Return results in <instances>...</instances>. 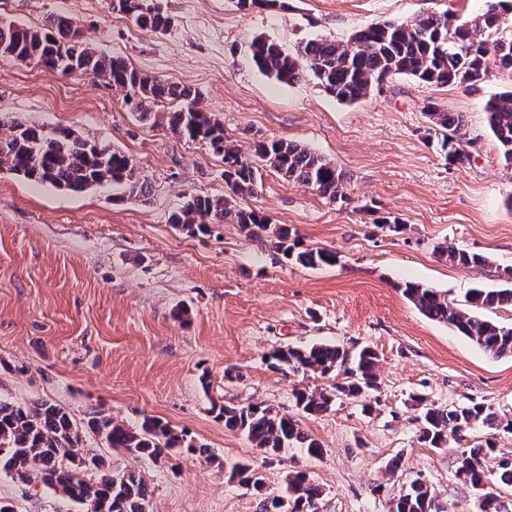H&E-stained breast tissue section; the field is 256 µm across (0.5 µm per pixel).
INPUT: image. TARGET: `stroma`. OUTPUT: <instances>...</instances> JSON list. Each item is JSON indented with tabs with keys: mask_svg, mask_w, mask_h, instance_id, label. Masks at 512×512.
I'll return each instance as SVG.
<instances>
[{
	"mask_svg": "<svg viewBox=\"0 0 512 512\" xmlns=\"http://www.w3.org/2000/svg\"><path fill=\"white\" fill-rule=\"evenodd\" d=\"M157 3L171 18L161 33L112 12L108 0H0V22L36 27L61 13L104 53L196 90L242 156L276 139L326 157L346 175V201L266 169L241 205L303 245L334 250L337 262L301 266L236 224L183 233L169 216L189 197L224 195L222 155L140 122L125 109L123 90L106 81L0 56V119L70 129L120 150L151 185L136 198L109 183L75 193L0 170V398L63 407L85 452L103 456L111 471L141 472L150 512H258L260 499L296 469L322 487L319 512H389L416 477L455 512H477L474 494L454 477L455 453L417 443L416 400L473 398L512 420V357H491L423 316L401 286L422 283L461 304L475 283L502 284L512 269V168L500 160L485 110L489 97L512 88V72L488 62L474 89L397 75L349 104L308 74L289 84L267 77L248 47L265 37L293 55L307 40L344 42L383 20L446 11L465 21L485 0H278L263 9L238 0ZM428 103L464 115L467 161L441 150ZM393 220L400 231L388 229ZM440 243L489 263L440 260ZM317 342L377 352L373 412L338 401L300 416L294 389L319 391L330 379L273 370L268 356ZM216 404L299 417L323 453L269 455L226 429ZM95 410L132 428L158 418L217 460L185 455L153 464L108 448L87 426ZM395 458L401 466L393 471ZM238 462L263 471L262 489L239 484ZM0 500L15 512H82L1 470Z\"/></svg>",
	"mask_w": 512,
	"mask_h": 512,
	"instance_id": "1",
	"label": "stroma"
}]
</instances>
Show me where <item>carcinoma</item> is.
Instances as JSON below:
<instances>
[{
	"label": "carcinoma",
	"instance_id": "obj_1",
	"mask_svg": "<svg viewBox=\"0 0 512 512\" xmlns=\"http://www.w3.org/2000/svg\"><path fill=\"white\" fill-rule=\"evenodd\" d=\"M109 7L131 17L142 29L165 31L170 18L153 0H110ZM499 4L488 0L484 13L458 24L448 13L426 14L412 22L386 20L357 31L345 43L318 39L301 43L291 56L263 37L248 46L252 63L266 76L293 83L309 73L324 90L342 102L366 97L373 86L393 75H408L436 85L448 83L475 86L487 74L486 57L494 52L498 66L512 71V38L493 42L485 34L498 29ZM0 54L20 61L37 59L60 72H81L105 80L125 91L124 105L142 122H150L189 140L207 143L224 157L222 197L192 196L170 217V223L189 235L209 234L218 224H238L249 236L269 242L282 256L304 267L318 269L336 265V253L309 248L291 238L288 229L272 224L264 215L240 208L237 199L250 196L259 169L269 168L286 180L315 189L333 202L344 198L345 174L322 155L301 145L282 140H260L253 158L241 155L227 143L224 126L211 112L197 107L198 94L189 87L146 76L122 56L107 55L80 40L71 19L49 15L40 27L0 23ZM180 102L172 111H160L165 102ZM490 132L497 141L501 160L512 168V90L490 98L486 104ZM431 130L441 135V147L459 162L468 159L465 120L460 113L443 112L427 106ZM8 170L35 183L84 192L112 183L134 196H147L149 185L135 163L124 152L101 146L68 129L46 132L44 128L0 120V170ZM439 257L463 267L481 266L488 257L466 250L437 247ZM403 294L427 318L448 325L494 358L512 356V326H503L476 316L473 308L512 307V288L470 289L468 308L448 302L441 291L414 282L404 283ZM377 353L367 347L350 354L330 343H313L303 348L275 349L269 366L285 373L317 377L332 376L330 391L297 390L296 406L306 415L327 411L336 400L358 401L378 390ZM415 417L417 442L424 447L445 449L460 443L463 433L478 423L493 425L512 434V420L498 421L483 402L446 405L426 403ZM224 427L237 431L265 452L299 450L317 457L321 444L300 422L268 407L214 406ZM88 425L107 447L140 459L156 461L167 449L184 448L189 453L208 455V449L184 444V434L152 418L133 429L98 412ZM496 461V470L487 460ZM0 469L22 482L41 487L84 507V512H144L149 489L134 471L112 473L104 460L82 451L81 438L70 415L60 406L38 401L22 406L0 400ZM455 477L469 486L477 501L490 500V512H512L500 494L512 487V455L498 453L486 440L460 451ZM322 487L309 474L291 471L277 497L287 501L288 512H317ZM391 512H451L434 490L421 479L412 480L406 491L392 502Z\"/></svg>",
	"mask_w": 512,
	"mask_h": 512
}]
</instances>
